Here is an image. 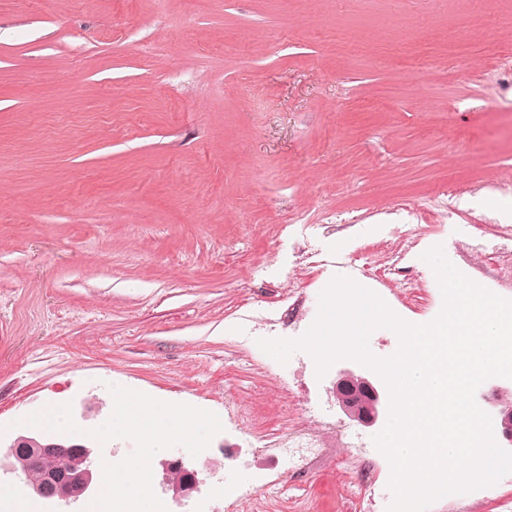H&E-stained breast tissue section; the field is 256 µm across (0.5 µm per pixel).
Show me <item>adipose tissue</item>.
Wrapping results in <instances>:
<instances>
[{"mask_svg": "<svg viewBox=\"0 0 512 512\" xmlns=\"http://www.w3.org/2000/svg\"><path fill=\"white\" fill-rule=\"evenodd\" d=\"M211 425V419L194 408L186 407L171 415L159 411L148 399L132 390H115L112 417L101 427L100 433L107 439L131 432L139 435L147 445L146 457L136 463L103 460L99 469L100 494L88 502L86 512H127V503L148 496L151 485L148 459L156 452L154 442L158 436L191 448Z\"/></svg>", "mask_w": 512, "mask_h": 512, "instance_id": "ef3b65f1", "label": "adipose tissue"}]
</instances>
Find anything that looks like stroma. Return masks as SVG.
<instances>
[{
	"instance_id": "stroma-1",
	"label": "stroma",
	"mask_w": 512,
	"mask_h": 512,
	"mask_svg": "<svg viewBox=\"0 0 512 512\" xmlns=\"http://www.w3.org/2000/svg\"><path fill=\"white\" fill-rule=\"evenodd\" d=\"M509 49L512 0H0V441L59 403L97 460L131 461L137 435L99 433L114 389L192 407L220 424L164 443L148 507L224 512L262 465L225 469V449L334 400V370L258 345L302 337L352 277L309 249L404 255L413 286L377 294L410 324L443 307L422 263L439 243L485 289L512 273ZM299 292L294 330L278 318ZM179 455L214 475L185 499L164 489ZM351 480L315 471L238 512H350Z\"/></svg>"
}]
</instances>
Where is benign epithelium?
<instances>
[{
    "instance_id": "1",
    "label": "benign epithelium",
    "mask_w": 512,
    "mask_h": 512,
    "mask_svg": "<svg viewBox=\"0 0 512 512\" xmlns=\"http://www.w3.org/2000/svg\"><path fill=\"white\" fill-rule=\"evenodd\" d=\"M336 399L342 412L351 420L364 427H373L389 417L390 391L371 373L362 367H341L336 370L333 382ZM57 438L48 436L16 437L8 446L4 456H11L15 449L28 447L34 453L56 446ZM78 464L71 468L66 479L58 483L52 499L59 507L69 506L98 492L95 484V465L93 450L85 443H74ZM166 471L182 473L184 479L174 487L178 497L198 489L202 480L196 472L185 466L183 458L162 462Z\"/></svg>"
}]
</instances>
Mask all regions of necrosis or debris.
<instances>
[{"instance_id":"obj_1","label":"necrosis or debris","mask_w":512,"mask_h":512,"mask_svg":"<svg viewBox=\"0 0 512 512\" xmlns=\"http://www.w3.org/2000/svg\"><path fill=\"white\" fill-rule=\"evenodd\" d=\"M254 457L269 460L271 471L260 478L259 486H238L224 501V512H236L239 504L255 495L257 488L279 492L284 480L298 481L312 471L332 465L339 451L353 462L349 503L352 512H378L375 490L379 464L363 435L332 419L329 414L304 408L299 422L272 442L251 444Z\"/></svg>"}]
</instances>
